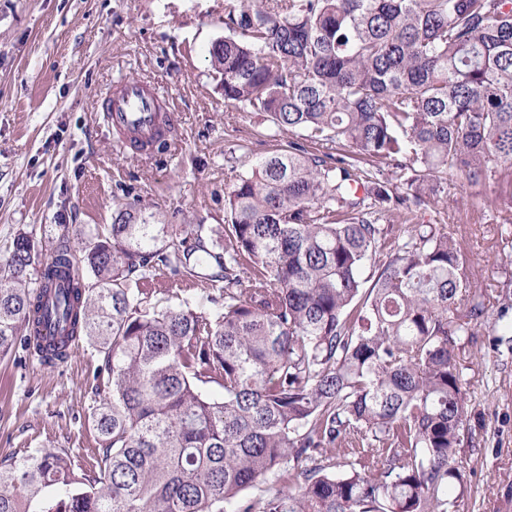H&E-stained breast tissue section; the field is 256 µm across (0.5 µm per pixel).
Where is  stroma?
<instances>
[{"label": "stroma", "mask_w": 512, "mask_h": 512, "mask_svg": "<svg viewBox=\"0 0 512 512\" xmlns=\"http://www.w3.org/2000/svg\"><path fill=\"white\" fill-rule=\"evenodd\" d=\"M224 36V0H0V257L19 230L76 242L132 204L165 224L224 228V184L288 135L262 115L226 103L209 51ZM152 83L170 98L179 143L145 157L121 151L100 100L120 80ZM459 207L448 222L487 289V326L459 353L472 434L453 465L456 512H512V342L494 326L512 320V242L494 208ZM101 358L79 342L68 362L40 366L18 352L0 359V458L32 449L97 448L86 415Z\"/></svg>", "instance_id": "stroma-1"}]
</instances>
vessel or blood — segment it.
Listing matches in <instances>:
<instances>
[{"label":"vessel or blood","mask_w":512,"mask_h":512,"mask_svg":"<svg viewBox=\"0 0 512 512\" xmlns=\"http://www.w3.org/2000/svg\"><path fill=\"white\" fill-rule=\"evenodd\" d=\"M170 107L169 99L154 86L121 81L108 100L104 119L121 148L144 153L156 138L167 136L159 112Z\"/></svg>","instance_id":"b4317fda"}]
</instances>
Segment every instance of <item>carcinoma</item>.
<instances>
[{
	"instance_id": "obj_1",
	"label": "carcinoma",
	"mask_w": 512,
	"mask_h": 512,
	"mask_svg": "<svg viewBox=\"0 0 512 512\" xmlns=\"http://www.w3.org/2000/svg\"><path fill=\"white\" fill-rule=\"evenodd\" d=\"M211 65L300 138L229 178L209 248L132 207L14 236L0 358L88 342L99 448L0 460V512H452L487 306L441 215L461 177L512 224V0H224ZM213 263L211 306L158 299Z\"/></svg>"
}]
</instances>
